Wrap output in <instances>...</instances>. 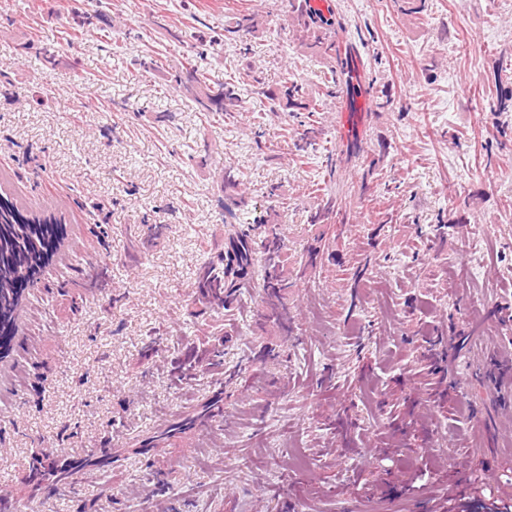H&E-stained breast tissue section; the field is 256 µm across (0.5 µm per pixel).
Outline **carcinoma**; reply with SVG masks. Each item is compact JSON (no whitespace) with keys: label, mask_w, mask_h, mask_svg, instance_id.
<instances>
[{"label":"carcinoma","mask_w":512,"mask_h":512,"mask_svg":"<svg viewBox=\"0 0 512 512\" xmlns=\"http://www.w3.org/2000/svg\"><path fill=\"white\" fill-rule=\"evenodd\" d=\"M293 33L298 43L310 50L317 51L332 60V77L343 80L349 71V55L342 54L336 47V29L340 24L336 14L325 16L311 9L308 0H292ZM175 82L193 94L195 102L204 112H214L223 116L242 109L239 86L255 76L250 71L241 73L238 78L213 85L207 77L193 65L181 68L174 75ZM286 100V107L295 112L314 113L323 106V101L305 96L302 87L292 82L284 90L283 97H269L272 102ZM224 194L228 203L224 204V213L235 216L236 211L248 206L245 195L236 192L237 173L231 167L224 168ZM5 208L12 219L8 227V243L13 247L15 260L11 265L12 273L19 281V287H25L37 274V270L46 261L50 253L52 239L56 238L53 225H45L47 238L34 234L33 226L41 221L22 214L12 204L0 198V209ZM336 212V198L324 195L317 207L310 212L309 223L329 224ZM288 260V240L271 219L261 227L253 224H232L227 231L224 249L213 254L208 262L200 266L194 278L193 304L196 313L222 315L233 310L241 300L242 289L253 283L262 288V302L266 304L267 316L283 324L288 321V312L283 305L288 288L293 286L285 270ZM15 311H10L7 322H0V347L8 348L14 338ZM201 335L199 344L192 351L178 359L173 377L179 382L188 383L207 366L213 368L224 364V351L229 337L227 334L212 333L204 328H196ZM101 460L88 456L80 463L64 460L58 451L46 449L35 458L30 475L37 487L45 486L52 492L64 495L70 491L69 478L77 465L96 466Z\"/></svg>","instance_id":"cac0c4a2"}]
</instances>
